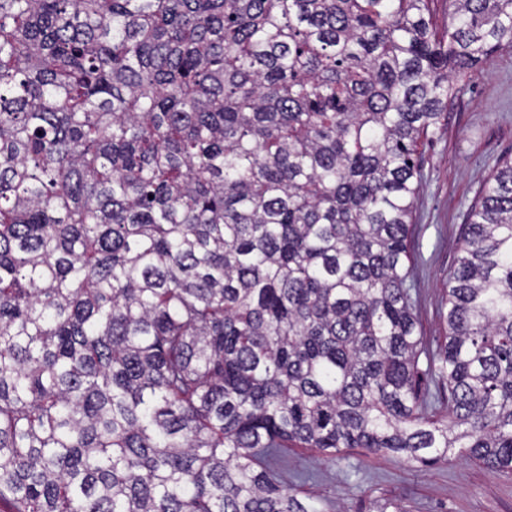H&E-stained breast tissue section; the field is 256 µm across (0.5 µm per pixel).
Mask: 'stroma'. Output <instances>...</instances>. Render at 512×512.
<instances>
[{
	"mask_svg": "<svg viewBox=\"0 0 512 512\" xmlns=\"http://www.w3.org/2000/svg\"><path fill=\"white\" fill-rule=\"evenodd\" d=\"M418 148L423 179L413 210L408 282L419 329L430 348L445 341L448 271L462 245V226L498 160L512 158V51L495 54ZM280 472L300 500L321 512H512V472H493L464 458L423 467L393 454L350 450L342 463L314 448L289 451ZM314 473V480L297 477Z\"/></svg>",
	"mask_w": 512,
	"mask_h": 512,
	"instance_id": "obj_1",
	"label": "stroma"
}]
</instances>
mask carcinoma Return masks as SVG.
Instances as JSON below:
<instances>
[{"label": "carcinoma", "mask_w": 512, "mask_h": 512, "mask_svg": "<svg viewBox=\"0 0 512 512\" xmlns=\"http://www.w3.org/2000/svg\"><path fill=\"white\" fill-rule=\"evenodd\" d=\"M448 3L0 0L6 512H319L290 448L512 472L511 159L436 354L407 288L418 146L512 47Z\"/></svg>", "instance_id": "obj_1"}]
</instances>
